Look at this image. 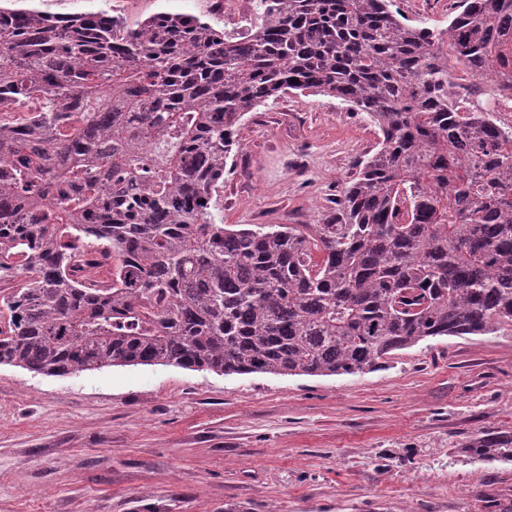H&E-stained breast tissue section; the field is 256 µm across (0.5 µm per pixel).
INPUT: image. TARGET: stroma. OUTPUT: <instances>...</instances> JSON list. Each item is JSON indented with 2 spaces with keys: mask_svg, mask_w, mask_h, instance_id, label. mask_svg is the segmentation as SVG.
I'll return each instance as SVG.
<instances>
[{
  "mask_svg": "<svg viewBox=\"0 0 512 512\" xmlns=\"http://www.w3.org/2000/svg\"><path fill=\"white\" fill-rule=\"evenodd\" d=\"M456 0H393L447 29ZM55 16L159 13L225 35L224 0H26ZM378 127L290 91L247 114L211 201L219 224H328ZM512 433V322L395 352L340 376L113 366L46 376L0 365V512H512V462L464 442Z\"/></svg>",
  "mask_w": 512,
  "mask_h": 512,
  "instance_id": "obj_1",
  "label": "stroma"
}]
</instances>
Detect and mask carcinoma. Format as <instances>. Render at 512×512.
<instances>
[{"mask_svg":"<svg viewBox=\"0 0 512 512\" xmlns=\"http://www.w3.org/2000/svg\"><path fill=\"white\" fill-rule=\"evenodd\" d=\"M391 0H256L254 31L159 13L0 8V364L372 372L512 321V131L458 111L449 62L512 93V0L448 30ZM288 90L367 114L377 151L333 224H217L243 117ZM464 447L512 462V433Z\"/></svg>","mask_w":512,"mask_h":512,"instance_id":"cac0c4a2","label":"carcinoma"}]
</instances>
